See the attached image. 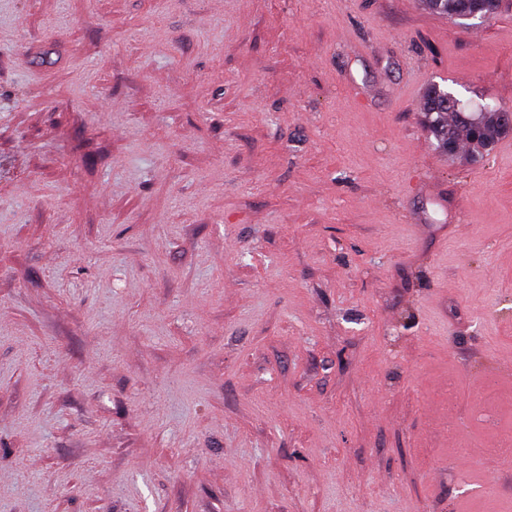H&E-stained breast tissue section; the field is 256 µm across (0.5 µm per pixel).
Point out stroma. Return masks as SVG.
<instances>
[{
	"mask_svg": "<svg viewBox=\"0 0 512 512\" xmlns=\"http://www.w3.org/2000/svg\"><path fill=\"white\" fill-rule=\"evenodd\" d=\"M433 82L512 110V6L0 0V512H512V131ZM472 0H426V5L437 14L448 15L454 19H464L475 5ZM498 111L490 105L475 108L453 91L442 89L437 84L427 89L422 108L424 125L444 154H448V144L453 141L458 143L459 149L461 143L468 145L473 153L489 150L508 131L500 123Z\"/></svg>",
	"mask_w": 512,
	"mask_h": 512,
	"instance_id": "stroma-1",
	"label": "stroma"
}]
</instances>
